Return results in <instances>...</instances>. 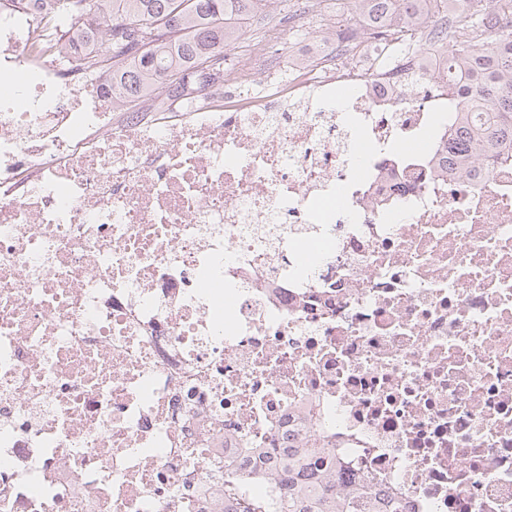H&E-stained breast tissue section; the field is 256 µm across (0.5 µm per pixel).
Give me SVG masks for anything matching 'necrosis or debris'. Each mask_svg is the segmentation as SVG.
Returning a JSON list of instances; mask_svg holds the SVG:
<instances>
[{
	"label": "necrosis or debris",
	"instance_id": "obj_1",
	"mask_svg": "<svg viewBox=\"0 0 512 512\" xmlns=\"http://www.w3.org/2000/svg\"><path fill=\"white\" fill-rule=\"evenodd\" d=\"M300 18L116 110L0 0V512H283L293 440L402 512H512V159L449 167L451 41ZM223 512H268L266 504L260 500L232 496L231 488L224 486Z\"/></svg>",
	"mask_w": 512,
	"mask_h": 512
}]
</instances>
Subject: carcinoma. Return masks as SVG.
Instances as JSON below:
<instances>
[{
  "label": "carcinoma",
  "instance_id": "carcinoma-1",
  "mask_svg": "<svg viewBox=\"0 0 512 512\" xmlns=\"http://www.w3.org/2000/svg\"><path fill=\"white\" fill-rule=\"evenodd\" d=\"M447 0H348L349 17L366 21L370 35L392 26L424 28L432 5ZM465 29L448 56V86L473 90L460 99L461 120H473L471 156L512 146V37L488 33L492 13L512 10V0H473ZM44 15L50 33L71 48L90 49L108 74L112 96L127 105L159 89L181 97L196 79L224 76L225 50L243 35L241 21L265 11L272 0H112V22L90 12L88 0H27ZM338 475L316 450L288 449V512H399L398 503L355 487L336 488ZM224 512H268L260 500L237 498L224 488Z\"/></svg>",
  "mask_w": 512,
  "mask_h": 512
}]
</instances>
